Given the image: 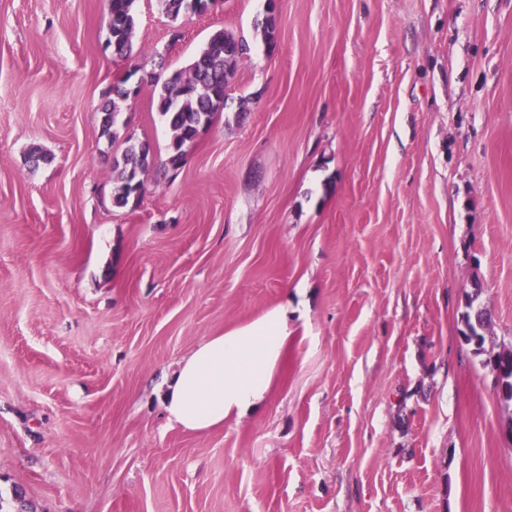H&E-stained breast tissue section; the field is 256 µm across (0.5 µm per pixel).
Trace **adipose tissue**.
<instances>
[{
    "label": "adipose tissue",
    "instance_id": "ef3b65f1",
    "mask_svg": "<svg viewBox=\"0 0 512 512\" xmlns=\"http://www.w3.org/2000/svg\"><path fill=\"white\" fill-rule=\"evenodd\" d=\"M287 338L280 306L205 337L179 362L164 394L169 425L203 432L256 410L268 397Z\"/></svg>",
    "mask_w": 512,
    "mask_h": 512
}]
</instances>
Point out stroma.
Here are the masks:
<instances>
[{
	"label": "stroma",
	"instance_id": "stroma-1",
	"mask_svg": "<svg viewBox=\"0 0 512 512\" xmlns=\"http://www.w3.org/2000/svg\"><path fill=\"white\" fill-rule=\"evenodd\" d=\"M0 0V507L15 512H512V404L459 329L480 284L512 344V0ZM246 40L229 108L176 177L112 205L124 138L167 157L143 86ZM38 147L47 159L31 165ZM288 308L264 405L168 426L205 337ZM109 9V42L115 55L125 57L132 52L136 25V0H111ZM101 120H100V134L108 139H115V128L117 127L118 119L121 114L120 106L115 98H111V93H108L102 107H101Z\"/></svg>",
	"mask_w": 512,
	"mask_h": 512
}]
</instances>
